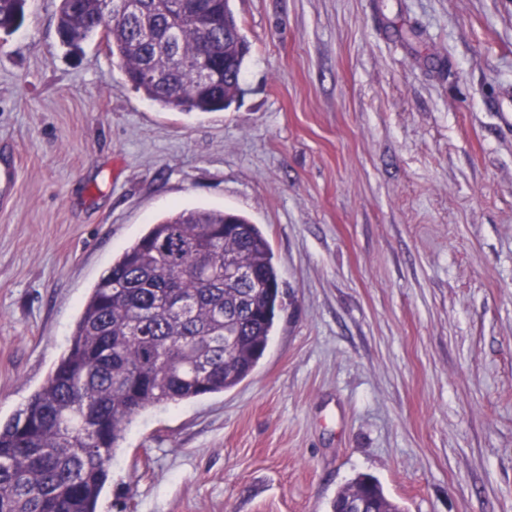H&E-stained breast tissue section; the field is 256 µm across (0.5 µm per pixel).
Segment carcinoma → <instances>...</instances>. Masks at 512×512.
I'll use <instances>...</instances> for the list:
<instances>
[{"label":"carcinoma","instance_id":"obj_1","mask_svg":"<svg viewBox=\"0 0 512 512\" xmlns=\"http://www.w3.org/2000/svg\"><path fill=\"white\" fill-rule=\"evenodd\" d=\"M112 2L59 0L61 42L79 49L109 18L107 51L135 90L163 107L186 91V113L231 107L248 53L231 0H212L217 79L204 86L169 54V31L183 59L204 49L191 19L162 0H136L138 12L117 17ZM25 5L0 0V32L22 26ZM144 25L153 39L139 38ZM281 308L270 243L245 216L190 208L149 225L92 289L45 383L0 424V512H98L132 417L236 387L264 357ZM358 499L366 512H403L364 474L336 494L331 512Z\"/></svg>","mask_w":512,"mask_h":512}]
</instances>
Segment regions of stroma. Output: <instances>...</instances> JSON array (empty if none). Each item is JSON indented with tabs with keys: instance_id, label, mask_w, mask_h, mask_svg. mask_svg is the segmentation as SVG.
I'll return each instance as SVG.
<instances>
[{
	"instance_id": "stroma-1",
	"label": "stroma",
	"mask_w": 512,
	"mask_h": 512,
	"mask_svg": "<svg viewBox=\"0 0 512 512\" xmlns=\"http://www.w3.org/2000/svg\"><path fill=\"white\" fill-rule=\"evenodd\" d=\"M58 0L0 33V423L150 224L225 209L284 308L235 388L127 425L98 512H512V0H233L242 94L135 90ZM361 500L367 505L368 512H403L396 503L383 492L378 481L369 475H358L351 484L336 494L330 508L332 512H342L351 500ZM352 510L346 512H364L359 501L351 503Z\"/></svg>"
}]
</instances>
